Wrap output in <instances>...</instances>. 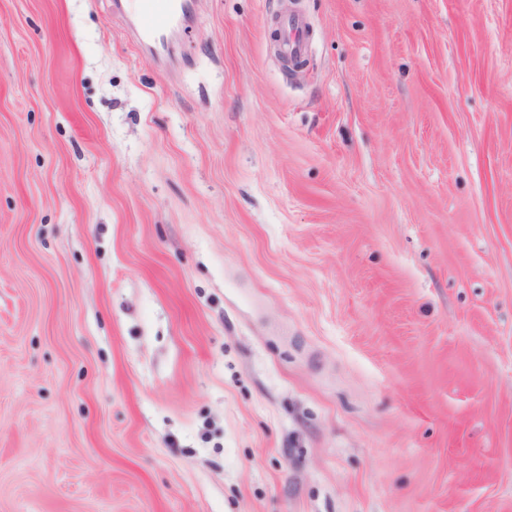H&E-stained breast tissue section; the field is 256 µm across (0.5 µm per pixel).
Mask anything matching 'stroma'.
<instances>
[{"label": "stroma", "instance_id": "stroma-1", "mask_svg": "<svg viewBox=\"0 0 512 512\" xmlns=\"http://www.w3.org/2000/svg\"><path fill=\"white\" fill-rule=\"evenodd\" d=\"M137 18L0 0V512H512V0ZM139 16L138 33L144 42H161L186 8V0H153ZM280 47L283 53L304 55L307 51L306 24L302 17L289 14L280 22Z\"/></svg>", "mask_w": 512, "mask_h": 512}]
</instances>
